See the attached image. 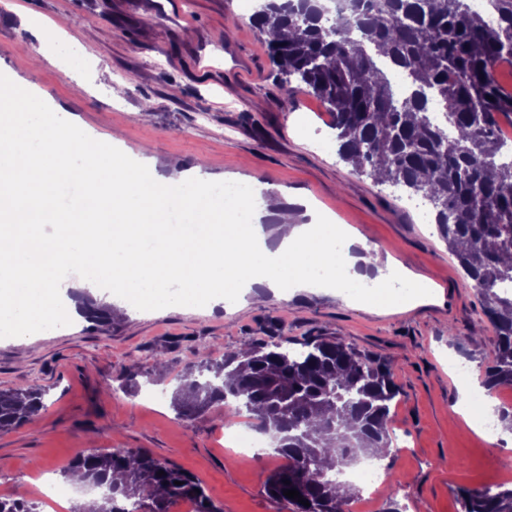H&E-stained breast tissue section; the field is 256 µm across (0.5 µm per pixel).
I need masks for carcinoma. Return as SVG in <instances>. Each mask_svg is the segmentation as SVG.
Returning <instances> with one entry per match:
<instances>
[{"instance_id":"carcinoma-1","label":"carcinoma","mask_w":512,"mask_h":512,"mask_svg":"<svg viewBox=\"0 0 512 512\" xmlns=\"http://www.w3.org/2000/svg\"><path fill=\"white\" fill-rule=\"evenodd\" d=\"M495 20L470 0H352L335 15L320 0H264L252 15L267 36L284 98L306 87L333 115L339 158L381 185L400 187L429 209L441 239L472 281L496 347L483 369L491 394L512 388V143L496 137L512 124V86L493 64L512 59V0H489ZM372 45L405 75L392 83L364 48ZM89 320L112 310L83 298ZM254 340L239 352L200 360L177 376L176 419L227 408L269 436L283 463L265 494L288 512H349L360 488L348 469L392 447L391 406L400 395L391 365L329 337ZM47 391L0 389V431L47 408ZM164 475H158V472ZM100 490L99 512H224L196 476L143 449L78 452L64 481ZM296 489L304 506L283 491ZM460 512H512L505 483L457 490ZM0 512H39V503L0 496Z\"/></svg>"}]
</instances>
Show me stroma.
Instances as JSON below:
<instances>
[{
    "label": "stroma",
    "instance_id": "35a3bbf8",
    "mask_svg": "<svg viewBox=\"0 0 512 512\" xmlns=\"http://www.w3.org/2000/svg\"><path fill=\"white\" fill-rule=\"evenodd\" d=\"M242 12L243 0H8L0 80L27 83L47 111L82 121L95 142L118 137L120 162L145 153L165 176L268 183L260 222L269 247L279 210L310 198L378 245L369 275L399 260L429 278L436 297L395 313L322 289H265L214 307L130 308L48 339L0 332V388L47 391L45 412L0 435V495L28 496L42 472L59 473L83 449L143 448L201 479L224 512H279L258 478L276 457H254L229 438L241 418L212 410L183 422L171 395L202 351L219 359L252 340L326 336L388 361L401 390L390 423L399 453L382 463L389 482L375 512H457L454 488L499 483V459L512 458V446L489 445L452 411L459 365L475 373L492 359L493 330L436 225L422 223L401 189L338 158L318 100L278 97L266 37ZM159 364L162 385L151 381Z\"/></svg>",
    "mask_w": 512,
    "mask_h": 512
}]
</instances>
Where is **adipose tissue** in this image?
<instances>
[{
	"instance_id": "1",
	"label": "adipose tissue",
	"mask_w": 512,
	"mask_h": 512,
	"mask_svg": "<svg viewBox=\"0 0 512 512\" xmlns=\"http://www.w3.org/2000/svg\"><path fill=\"white\" fill-rule=\"evenodd\" d=\"M4 91L12 108L0 114V326L12 333L35 326L58 335L82 318L68 290L101 283L146 307L214 306L256 285L332 288L380 310L436 295L403 266L401 289L381 275L365 287L357 265L372 244L330 218L299 224L283 208L279 244L268 248L250 206L265 183L228 179L219 188L189 173L118 166L107 150L87 155L84 126L43 113L24 86Z\"/></svg>"
}]
</instances>
